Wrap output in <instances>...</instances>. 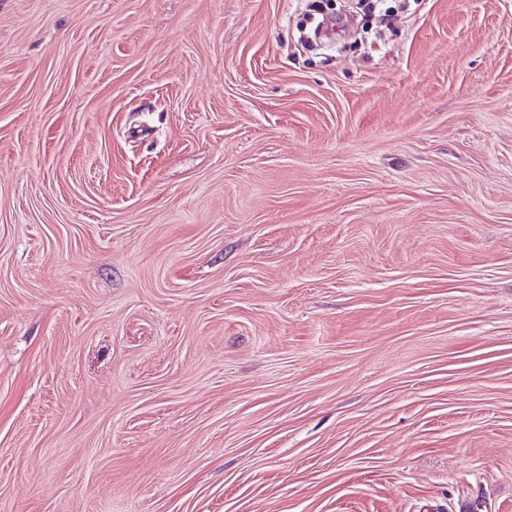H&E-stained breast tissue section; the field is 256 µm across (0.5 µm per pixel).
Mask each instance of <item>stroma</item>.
Wrapping results in <instances>:
<instances>
[{
	"label": "stroma",
	"instance_id": "stroma-1",
	"mask_svg": "<svg viewBox=\"0 0 512 512\" xmlns=\"http://www.w3.org/2000/svg\"><path fill=\"white\" fill-rule=\"evenodd\" d=\"M0 512H512V0H0Z\"/></svg>",
	"mask_w": 512,
	"mask_h": 512
}]
</instances>
